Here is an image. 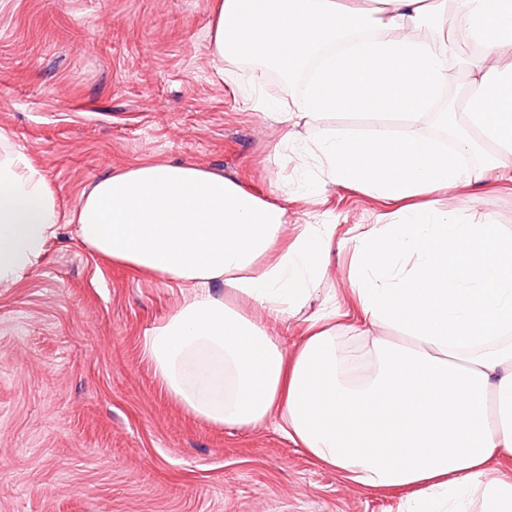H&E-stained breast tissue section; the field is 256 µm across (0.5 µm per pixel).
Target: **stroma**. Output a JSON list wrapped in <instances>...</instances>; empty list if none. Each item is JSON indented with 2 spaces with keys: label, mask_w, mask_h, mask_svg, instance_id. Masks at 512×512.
<instances>
[{
  "label": "stroma",
  "mask_w": 512,
  "mask_h": 512,
  "mask_svg": "<svg viewBox=\"0 0 512 512\" xmlns=\"http://www.w3.org/2000/svg\"><path fill=\"white\" fill-rule=\"evenodd\" d=\"M211 0H0V129L30 153L65 207L92 182L136 160L195 163L270 193L284 181L279 125L241 106L251 75L270 101L292 86L242 62L212 64ZM383 130L378 115L322 114L296 128ZM301 182L289 224H332L345 237L397 204L354 185ZM464 222L512 232V181L491 175L438 195ZM349 255L288 322L269 323L286 352L305 320L337 299L353 313ZM187 288L135 274L60 225L43 259L0 286V512H399V490L371 491L314 463L272 428H229L188 413L157 382L140 339Z\"/></svg>",
  "instance_id": "1"
}]
</instances>
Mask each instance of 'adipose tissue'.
Instances as JSON below:
<instances>
[{
  "mask_svg": "<svg viewBox=\"0 0 512 512\" xmlns=\"http://www.w3.org/2000/svg\"><path fill=\"white\" fill-rule=\"evenodd\" d=\"M428 0H211L217 71L251 60L297 86L288 106L261 95L282 128L335 112L397 115L396 137L324 131L303 151L280 140L283 168L320 166L323 183L399 201L477 179L456 155L420 136L419 121L446 86L448 42ZM453 39L481 43L470 60L467 115L497 151L488 171L512 167V0H459ZM287 209L240 180L192 163L138 161L93 183L63 211L27 153L0 156V286L44 256L58 225H75L96 253L188 287L180 308L140 349L160 385L218 426L277 431L315 463L364 488L409 490L405 512H512V234L487 218L462 224L437 207L396 224L288 228ZM350 250L358 318L313 315L293 354L244 306L284 320L310 300L332 248ZM220 283L222 295L211 287Z\"/></svg>",
  "mask_w": 512,
  "mask_h": 512,
  "instance_id": "obj_1",
  "label": "adipose tissue"
}]
</instances>
